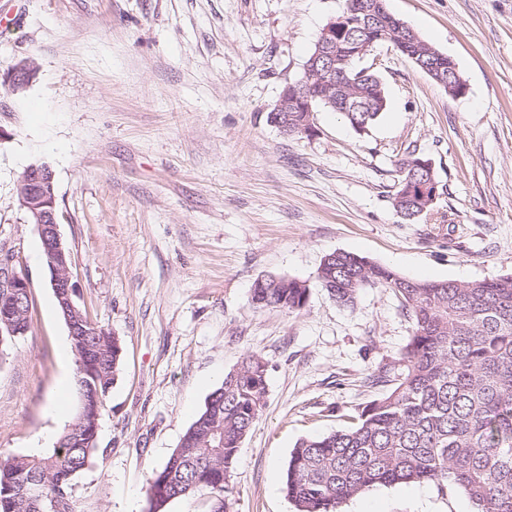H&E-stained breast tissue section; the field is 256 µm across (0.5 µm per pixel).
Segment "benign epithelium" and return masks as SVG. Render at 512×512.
Listing matches in <instances>:
<instances>
[{
    "mask_svg": "<svg viewBox=\"0 0 512 512\" xmlns=\"http://www.w3.org/2000/svg\"><path fill=\"white\" fill-rule=\"evenodd\" d=\"M354 12H345L331 19L321 30L315 43V52L309 63L305 64L303 77L295 82L285 85L274 106L273 112L281 113L277 119L279 128L288 125L285 112H303L305 120L299 126L300 133L310 136L315 132L314 112L316 95L308 92V88L315 84L325 87L324 95L336 88V42L338 37L345 35L349 27L355 23L367 25L368 19L354 20ZM409 58L417 60L418 57L429 55L436 59L431 67L430 75L440 84L444 83L441 64L445 56L431 47L414 44V48L406 51ZM36 73V64L30 58L17 61L6 74L3 75V84L12 91L19 93L29 86ZM424 176L422 183L418 184L423 196L431 200L438 198L435 191V170L432 161L427 160L421 164ZM18 196L21 206L27 212L31 223L35 224L41 238L46 267L50 274V284L54 294L63 308L64 317L70 328L71 335L101 336L103 332L94 329L89 331L80 327V323L70 317V313L77 311L74 302L76 289L72 283L71 255L63 243L57 223V198L55 192L54 172L46 163L29 165L23 172L18 183ZM20 256L13 248H3L0 251V291L4 292L5 305L0 314V324L14 333H20L24 315L21 305L30 297L28 279L20 269Z\"/></svg>",
    "mask_w": 512,
    "mask_h": 512,
    "instance_id": "obj_1",
    "label": "benign epithelium"
}]
</instances>
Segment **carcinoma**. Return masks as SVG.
Masks as SVG:
<instances>
[{"instance_id":"carcinoma-1","label":"carcinoma","mask_w":512,"mask_h":512,"mask_svg":"<svg viewBox=\"0 0 512 512\" xmlns=\"http://www.w3.org/2000/svg\"><path fill=\"white\" fill-rule=\"evenodd\" d=\"M391 44L376 24L354 25L339 41L336 68H362L348 48L369 40ZM343 116L359 135L386 109L384 87L365 78L348 91ZM393 205L421 213L418 190L399 184ZM317 280L337 303L353 306L360 291L391 289L413 330L399 370L373 378L389 389L355 422L300 440L288 460L283 491L296 512H339L376 485L437 482L461 490L476 512H512V274L460 282L418 281L346 251L326 255ZM307 282L269 275L252 286L258 308L304 309ZM80 409L56 444L0 461V512H75L78 475L97 449L100 408L120 368L122 340L73 336ZM268 369L256 353L224 374L180 443L150 479L148 512L206 492L209 512H230L238 448L265 406Z\"/></svg>"}]
</instances>
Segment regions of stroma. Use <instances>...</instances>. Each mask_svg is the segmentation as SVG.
Instances as JSON below:
<instances>
[{"mask_svg": "<svg viewBox=\"0 0 512 512\" xmlns=\"http://www.w3.org/2000/svg\"><path fill=\"white\" fill-rule=\"evenodd\" d=\"M453 58L455 97L388 45L368 56L387 108L367 133L316 112L313 136L271 123L345 0H0V75L35 60L25 92L0 84V243L30 285V328L0 362V459L53 447L77 409L75 356L40 237L19 205L24 169L55 174L77 302L124 342L75 512H145L146 488L244 354L268 364L266 406L236 459L232 512H295L291 450L343 428L383 394L412 321L394 293L343 307L317 282L352 252L413 280L512 272V0H386ZM443 189L413 220L392 204L406 148ZM308 281L298 312L258 309L256 279ZM340 512H474L434 482L374 486Z\"/></svg>", "mask_w": 512, "mask_h": 512, "instance_id": "stroma-1", "label": "stroma"}]
</instances>
